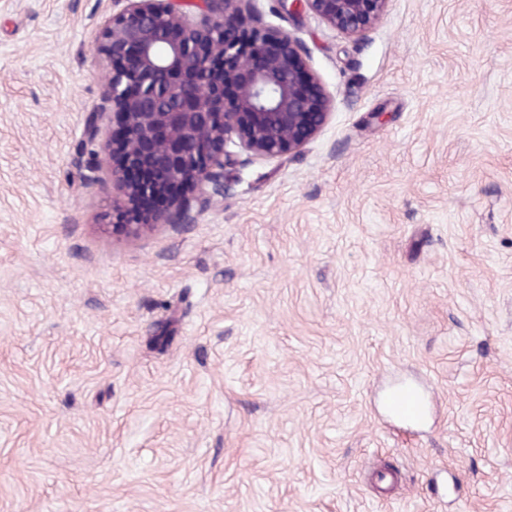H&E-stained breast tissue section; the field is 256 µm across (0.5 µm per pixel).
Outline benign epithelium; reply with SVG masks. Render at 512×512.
Masks as SVG:
<instances>
[{
	"label": "benign epithelium",
	"instance_id": "7a95c632",
	"mask_svg": "<svg viewBox=\"0 0 512 512\" xmlns=\"http://www.w3.org/2000/svg\"><path fill=\"white\" fill-rule=\"evenodd\" d=\"M94 49L109 65L86 114L81 184L118 196L107 228L135 240L197 223L224 201V171L240 152H300L334 107L302 42L271 26L253 0H106ZM364 35L388 0H281ZM112 157L110 176L98 155Z\"/></svg>",
	"mask_w": 512,
	"mask_h": 512
}]
</instances>
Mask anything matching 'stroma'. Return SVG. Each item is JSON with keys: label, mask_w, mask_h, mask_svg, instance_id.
<instances>
[{"label": "stroma", "mask_w": 512, "mask_h": 512, "mask_svg": "<svg viewBox=\"0 0 512 512\" xmlns=\"http://www.w3.org/2000/svg\"><path fill=\"white\" fill-rule=\"evenodd\" d=\"M257 6L328 123L118 241L79 167L105 4L0 0V512H512V0ZM288 2V17L309 9L331 26L352 35H365L383 15L388 0H278ZM392 411L402 417L413 419L422 413V400L412 388H404L390 399Z\"/></svg>", "instance_id": "35a3bbf8"}]
</instances>
